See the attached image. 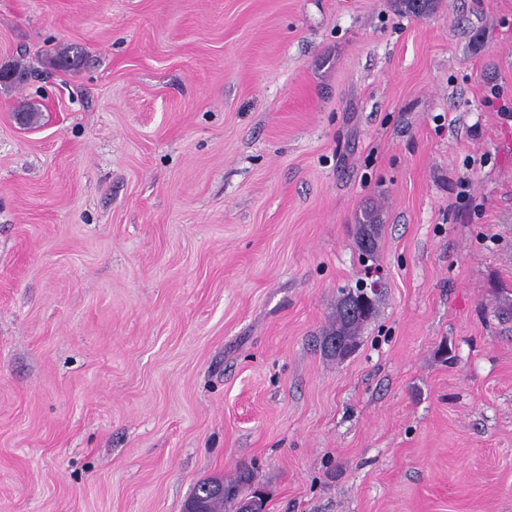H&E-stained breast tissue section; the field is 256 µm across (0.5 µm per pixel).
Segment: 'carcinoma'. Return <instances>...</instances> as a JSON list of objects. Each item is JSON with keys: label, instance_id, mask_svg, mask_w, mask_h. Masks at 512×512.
Here are the masks:
<instances>
[{"label": "carcinoma", "instance_id": "obj_1", "mask_svg": "<svg viewBox=\"0 0 512 512\" xmlns=\"http://www.w3.org/2000/svg\"><path fill=\"white\" fill-rule=\"evenodd\" d=\"M79 61L80 53L73 49H65L52 58L53 64L63 69L75 67ZM377 235L378 214L373 208L366 209L359 221L358 238V248L365 262L376 261ZM363 285L364 280L359 279L355 285H347L338 290L330 324L321 337L324 354L338 361L347 358L360 347L362 332L377 316L382 302V294L378 293L373 301L365 304L364 310H357V303L364 299ZM252 482V474L247 469L239 471L235 478L228 481H203L186 504L185 512H224L227 503L238 510L254 496L256 487L252 486Z\"/></svg>", "mask_w": 512, "mask_h": 512}]
</instances>
